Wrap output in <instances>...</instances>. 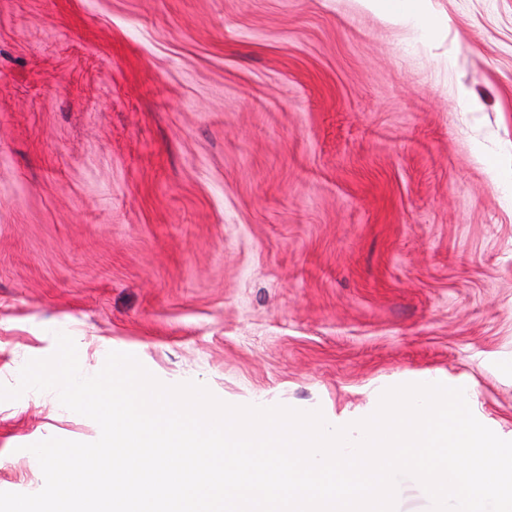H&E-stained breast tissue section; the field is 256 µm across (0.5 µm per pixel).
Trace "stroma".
I'll return each instance as SVG.
<instances>
[{
    "mask_svg": "<svg viewBox=\"0 0 512 512\" xmlns=\"http://www.w3.org/2000/svg\"><path fill=\"white\" fill-rule=\"evenodd\" d=\"M0 0V384L90 363L344 426L436 381L512 440V0ZM0 405L25 446L95 438Z\"/></svg>",
    "mask_w": 512,
    "mask_h": 512,
    "instance_id": "obj_1",
    "label": "stroma"
}]
</instances>
